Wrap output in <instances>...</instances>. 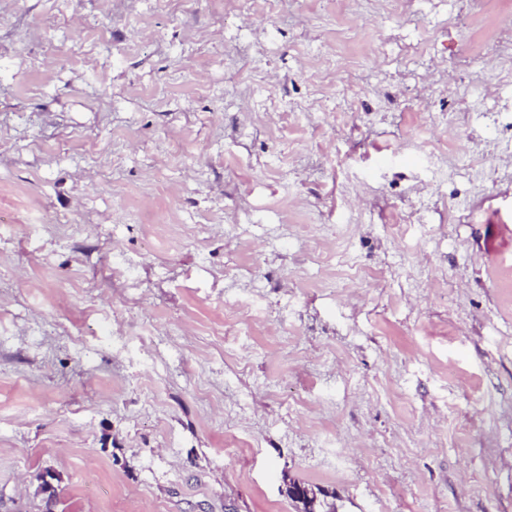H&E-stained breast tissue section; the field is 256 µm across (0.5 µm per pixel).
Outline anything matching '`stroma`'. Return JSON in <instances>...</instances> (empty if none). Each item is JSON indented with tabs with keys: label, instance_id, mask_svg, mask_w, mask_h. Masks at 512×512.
Segmentation results:
<instances>
[{
	"label": "stroma",
	"instance_id": "obj_1",
	"mask_svg": "<svg viewBox=\"0 0 512 512\" xmlns=\"http://www.w3.org/2000/svg\"><path fill=\"white\" fill-rule=\"evenodd\" d=\"M509 22L0 0V512H512Z\"/></svg>",
	"mask_w": 512,
	"mask_h": 512
}]
</instances>
